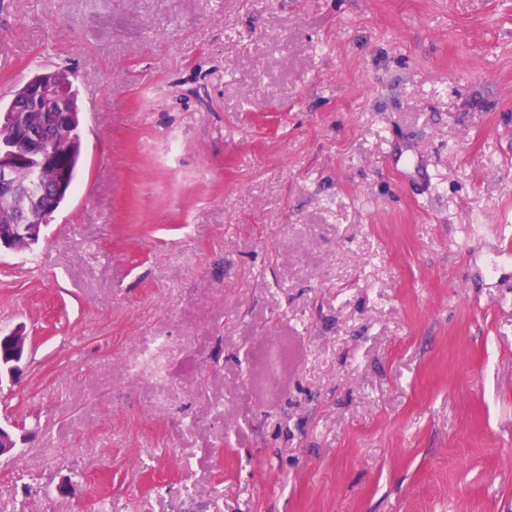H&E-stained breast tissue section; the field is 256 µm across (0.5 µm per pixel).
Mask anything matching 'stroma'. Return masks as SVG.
Here are the masks:
<instances>
[{"label": "stroma", "mask_w": 512, "mask_h": 512, "mask_svg": "<svg viewBox=\"0 0 512 512\" xmlns=\"http://www.w3.org/2000/svg\"><path fill=\"white\" fill-rule=\"evenodd\" d=\"M0 52L83 147L0 254V512H512V0H0ZM59 83L71 96L73 110L72 128L67 134L61 135V137L67 141V149L60 157L58 167L56 169L44 171L42 173V179L46 183H51L56 178H66L71 187L74 180L77 178L82 157V143L79 132L80 110L78 105V94L65 73L60 72ZM9 353V366L4 373L6 363L3 352ZM28 336L22 325H17L9 331L0 334V383L7 378L11 383H19L27 367Z\"/></svg>", "instance_id": "stroma-1"}]
</instances>
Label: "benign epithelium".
<instances>
[{"label": "benign epithelium", "mask_w": 512, "mask_h": 512, "mask_svg": "<svg viewBox=\"0 0 512 512\" xmlns=\"http://www.w3.org/2000/svg\"><path fill=\"white\" fill-rule=\"evenodd\" d=\"M42 113L56 129L70 124V104L57 84L55 73H42L23 86L17 99L14 122L16 136L10 143L0 145V205L9 213L12 230L0 236V252L21 251L38 242L45 224H32L30 219H45L55 211V201L64 185L57 187L42 183L33 176L27 181L17 178L21 169H32L52 163L56 142L49 133L35 128L31 116ZM28 336L21 325L0 334V383L8 379L20 382L27 367ZM19 426L0 424V458L11 456L17 448L16 430Z\"/></svg>", "instance_id": "1"}]
</instances>
